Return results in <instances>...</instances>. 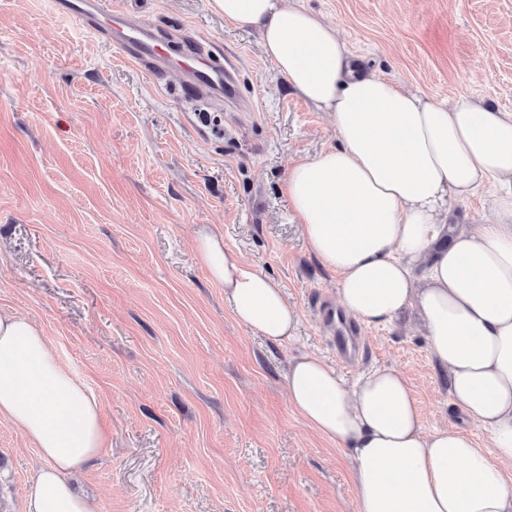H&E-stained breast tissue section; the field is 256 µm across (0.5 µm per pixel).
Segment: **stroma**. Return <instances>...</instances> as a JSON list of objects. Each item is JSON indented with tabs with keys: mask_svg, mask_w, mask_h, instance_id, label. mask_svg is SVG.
Returning a JSON list of instances; mask_svg holds the SVG:
<instances>
[{
	"mask_svg": "<svg viewBox=\"0 0 512 512\" xmlns=\"http://www.w3.org/2000/svg\"><path fill=\"white\" fill-rule=\"evenodd\" d=\"M159 32L213 42L249 112L199 100L184 54L148 71L55 15L0 0V311L42 330L97 399L105 442L72 485L99 512H357L352 468L288 400L289 361L315 354L347 381L405 374L423 427L487 430L454 405L414 309L362 326L368 352L339 363L313 301L339 277L309 251L283 185L336 146L331 113L294 93L258 33L210 0H108ZM338 30L370 74L447 104L512 113V0H291ZM204 228L281 283L296 338L240 325L196 257ZM39 451L0 420V512H24Z\"/></svg>",
	"mask_w": 512,
	"mask_h": 512,
	"instance_id": "obj_1",
	"label": "stroma"
}]
</instances>
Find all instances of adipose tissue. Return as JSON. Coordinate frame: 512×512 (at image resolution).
Segmentation results:
<instances>
[{"instance_id":"adipose-tissue-1","label":"adipose tissue","mask_w":512,"mask_h":512,"mask_svg":"<svg viewBox=\"0 0 512 512\" xmlns=\"http://www.w3.org/2000/svg\"><path fill=\"white\" fill-rule=\"evenodd\" d=\"M210 5L258 28L276 71L333 116L338 146L297 164L285 192L310 250L339 276L341 306L382 326L414 305L450 395L494 448L455 427L424 432L392 367L349 383L324 358L301 356L288 366L291 404L351 461L357 512H512V113L466 96L430 101L359 73L337 31L288 0ZM487 188L490 218L449 225L448 197ZM195 250L240 323L273 342L296 336L301 316L277 281L220 234L202 233ZM0 419L43 459L24 512H98L65 476L103 447L100 406L42 331L10 313H0Z\"/></svg>"}]
</instances>
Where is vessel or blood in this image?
<instances>
[{"mask_svg": "<svg viewBox=\"0 0 512 512\" xmlns=\"http://www.w3.org/2000/svg\"><path fill=\"white\" fill-rule=\"evenodd\" d=\"M57 15L73 19L81 27L101 35L122 51L128 58L151 65H158L162 55L159 42L147 24L131 21L128 15L115 10L104 12L102 0H52ZM189 61L184 68V80L198 91L224 99L237 101L235 66L200 67V60L209 56L202 44H194L187 52Z\"/></svg>", "mask_w": 512, "mask_h": 512, "instance_id": "1", "label": "vessel or blood"}]
</instances>
